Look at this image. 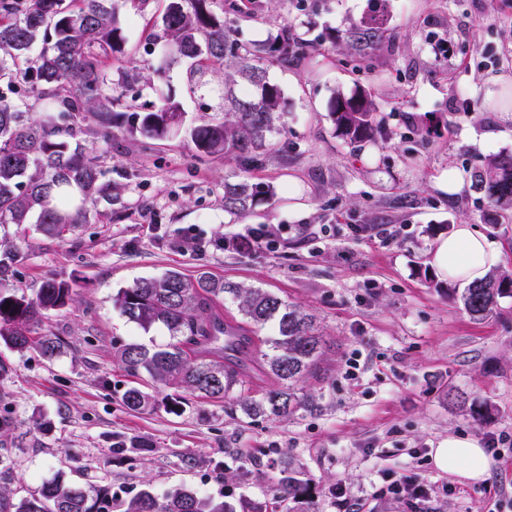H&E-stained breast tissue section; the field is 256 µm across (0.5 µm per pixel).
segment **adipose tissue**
Here are the masks:
<instances>
[{"label": "adipose tissue", "instance_id": "adipose-tissue-1", "mask_svg": "<svg viewBox=\"0 0 512 512\" xmlns=\"http://www.w3.org/2000/svg\"><path fill=\"white\" fill-rule=\"evenodd\" d=\"M501 248L472 224H461L436 243L430 263L440 278L470 282L483 278L500 260ZM436 467L480 481L490 475L488 458L477 441L451 437L435 450Z\"/></svg>", "mask_w": 512, "mask_h": 512}]
</instances>
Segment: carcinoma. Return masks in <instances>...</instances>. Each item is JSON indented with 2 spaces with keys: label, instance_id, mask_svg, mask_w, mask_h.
Listing matches in <instances>:
<instances>
[{
  "label": "carcinoma",
  "instance_id": "cac0c4a2",
  "mask_svg": "<svg viewBox=\"0 0 512 512\" xmlns=\"http://www.w3.org/2000/svg\"><path fill=\"white\" fill-rule=\"evenodd\" d=\"M127 0H0V224H36L48 237L62 238L87 220L86 204L112 198V181L105 179L96 157L79 141L75 119L90 116L103 138L112 137L114 101L133 73L124 69L125 36L121 12ZM215 0H169L162 33L171 59H194L186 91L207 85V72L224 75V119L203 123L191 131L200 159L222 157L243 172L262 158L285 150L281 134L284 92L270 81L268 70L307 55L308 43L286 22L262 43L238 37L240 10L226 3L222 13ZM371 13L348 32V41L372 48L386 37V0H374ZM41 43L40 53L30 56ZM118 62V79L108 78L106 64ZM330 114L336 130L352 143L384 136L382 121L370 95L358 91L338 96ZM180 102L173 93L129 107L128 129L150 139H164L181 125ZM476 187L492 207L490 224L512 223V155L500 154L477 168ZM272 191L242 178L224 179V211L242 215L254 210ZM73 286L46 281L33 297L18 295L7 283L0 264V345L16 351L33 350L52 359L61 351L57 338L38 330L41 318L72 299ZM512 294V277L496 273L463 289L460 301L472 317L490 314L499 299ZM230 300L245 323L275 326L263 339L262 370L281 386L260 396L240 371V354L251 338L242 337L241 350L224 353L220 344L224 319L205 312ZM113 304L129 321L147 332L167 330L170 341L154 348L125 343L115 352L118 364L132 377L147 375L170 390L158 402L137 386L123 394L135 411L182 412L187 397L209 402L230 398L250 419L288 418L308 401L294 383L317 370L323 341L316 317L262 288H244L201 272L194 278L178 270L142 278L120 288ZM276 498L299 509L312 504L309 485L297 478L277 487ZM109 485L88 488L58 477L36 494L18 497L0 490V512H112ZM241 510L222 497H200L185 486L163 499L144 490L122 504L123 512H263L248 502Z\"/></svg>",
  "mask_w": 512,
  "mask_h": 512
}]
</instances>
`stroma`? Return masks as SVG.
<instances>
[{"label": "stroma", "instance_id": "obj_1", "mask_svg": "<svg viewBox=\"0 0 512 512\" xmlns=\"http://www.w3.org/2000/svg\"><path fill=\"white\" fill-rule=\"evenodd\" d=\"M165 7L148 0L144 11L122 15L140 78L123 90L111 147L93 122L81 124L80 143L112 181L111 201L91 205L62 239L32 224L0 225V256L13 253L9 280L19 291L34 295L50 278L74 284L72 301L39 327L61 340L58 357L0 346V415L12 420L0 431L7 488L25 495L60 475L108 484L112 512H121L143 489L161 498L184 484L286 512L273 490L290 475L309 484L314 512H403L383 488L415 474L434 489L416 512H512V447L490 455L480 482L433 460L451 436L512 434V295L473 319L462 285L439 280L427 263L437 238L467 223L499 244L496 270L512 275V224L486 223L488 204L472 178L512 153V112L500 109L512 95V0H389L387 39L360 57L344 36L372 0H250L242 41H263L289 22L311 52L269 71L284 90L287 152L248 172L275 196L244 216L224 210V179L236 164L198 159L189 136L221 118L218 93L187 94L188 62L168 61L165 43L145 27ZM440 42L447 56L436 55ZM162 63L159 79L153 70ZM358 87L372 96L383 140L352 144L335 130L331 98ZM168 88L182 106L179 131L163 141L128 133L125 106ZM449 171L463 179L459 192L440 185ZM263 225L270 247L237 249ZM183 235L195 238V252L174 248ZM173 268L264 288L318 316L324 356L298 384L311 408L252 420L232 404L194 398L178 415L124 405L134 381L115 362L114 343L163 344L168 333L143 331L112 296ZM478 405L489 409L479 422ZM340 484L348 500L337 498Z\"/></svg>", "mask_w": 512, "mask_h": 512}]
</instances>
